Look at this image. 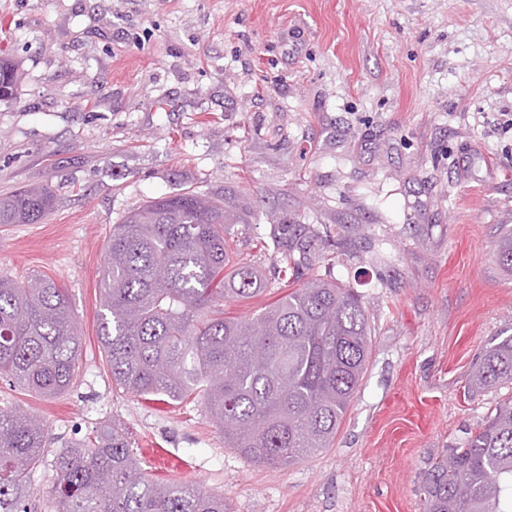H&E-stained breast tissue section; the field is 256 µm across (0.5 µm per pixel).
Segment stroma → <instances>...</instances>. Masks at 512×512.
Instances as JSON below:
<instances>
[{
    "instance_id": "35a3bbf8",
    "label": "stroma",
    "mask_w": 512,
    "mask_h": 512,
    "mask_svg": "<svg viewBox=\"0 0 512 512\" xmlns=\"http://www.w3.org/2000/svg\"><path fill=\"white\" fill-rule=\"evenodd\" d=\"M20 60L0 101V194L49 184L39 224L0 226V274L66 288L81 378L38 416L52 465L105 424L162 482L203 485L228 512H423L430 462L462 446L503 390L469 372L512 336V0H0V52ZM223 202L226 239L267 289L300 245L304 278L355 289L372 327L365 376L335 440L279 467L244 459L193 399L116 389L98 342L114 224L184 188ZM184 464L183 473L167 467Z\"/></svg>"
}]
</instances>
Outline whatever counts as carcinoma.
<instances>
[{
	"mask_svg": "<svg viewBox=\"0 0 512 512\" xmlns=\"http://www.w3.org/2000/svg\"><path fill=\"white\" fill-rule=\"evenodd\" d=\"M19 64L0 56V92L11 98ZM47 185L0 195V225L38 224L55 208ZM227 215L187 188L155 198L112 227L98 339L112 384L140 397H198L224 445L246 459L286 466L329 447L366 372L372 328L350 288L312 279L245 318L228 300L264 281L224 239ZM496 261L512 273V233ZM82 336L70 299L45 276L0 275V380L49 400L80 377ZM472 386L512 384V336L490 346ZM44 424L0 408V512H28L42 461ZM425 512H512V396L497 402L463 446L424 473ZM51 512H225L224 497L158 482L135 461L118 428L56 455Z\"/></svg>",
	"mask_w": 512,
	"mask_h": 512,
	"instance_id": "cac0c4a2",
	"label": "carcinoma"
}]
</instances>
